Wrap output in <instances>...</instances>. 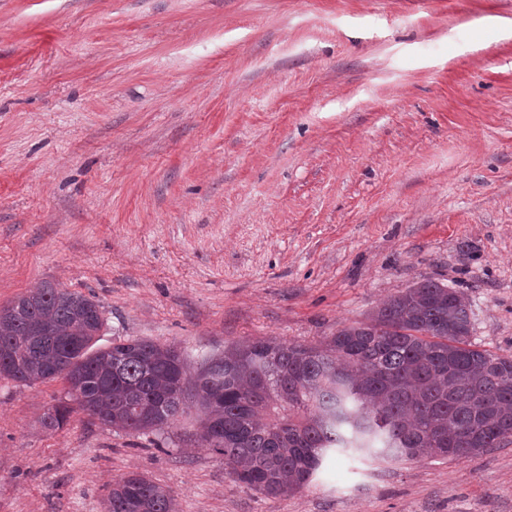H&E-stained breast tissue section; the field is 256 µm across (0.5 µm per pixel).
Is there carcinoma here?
Masks as SVG:
<instances>
[{"mask_svg":"<svg viewBox=\"0 0 512 512\" xmlns=\"http://www.w3.org/2000/svg\"><path fill=\"white\" fill-rule=\"evenodd\" d=\"M103 326L93 297L43 282L0 307V379L62 378L68 399L43 420L52 430L81 409L128 434L162 432L191 398L198 439L267 497L302 491L338 453L455 458L512 443V357L473 347L467 298L431 280L317 344L245 339L193 375L170 344L96 346ZM103 505L175 512L170 491L140 473L112 484Z\"/></svg>","mask_w":512,"mask_h":512,"instance_id":"cac0c4a2","label":"carcinoma"}]
</instances>
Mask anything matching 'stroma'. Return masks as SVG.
I'll return each mask as SVG.
<instances>
[{
  "instance_id": "stroma-1",
  "label": "stroma",
  "mask_w": 512,
  "mask_h": 512,
  "mask_svg": "<svg viewBox=\"0 0 512 512\" xmlns=\"http://www.w3.org/2000/svg\"><path fill=\"white\" fill-rule=\"evenodd\" d=\"M54 281L102 341L310 344L415 283L512 355V0H0V306ZM0 380V512H103L140 472L178 512H512V444L235 482L198 409L129 435Z\"/></svg>"
}]
</instances>
